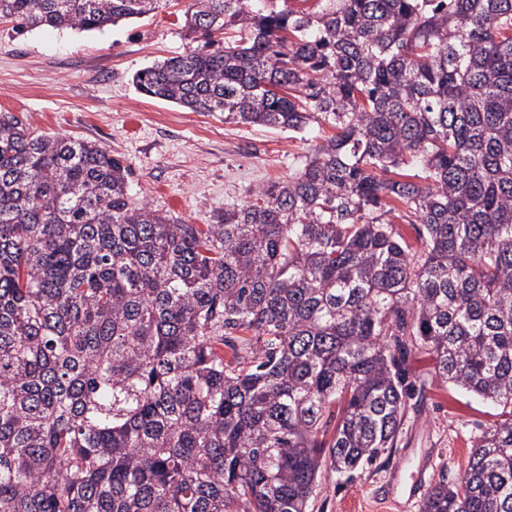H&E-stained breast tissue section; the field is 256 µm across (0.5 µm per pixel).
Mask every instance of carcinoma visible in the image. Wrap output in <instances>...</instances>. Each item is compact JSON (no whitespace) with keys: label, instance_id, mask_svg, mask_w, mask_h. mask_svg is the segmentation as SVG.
I'll list each match as a JSON object with an SVG mask.
<instances>
[{"label":"carcinoma","instance_id":"cac0c4a2","mask_svg":"<svg viewBox=\"0 0 512 512\" xmlns=\"http://www.w3.org/2000/svg\"><path fill=\"white\" fill-rule=\"evenodd\" d=\"M169 2L0 0V22L91 32ZM276 2L188 0L202 48L133 77L310 136L210 224L0 112V512H308L324 467L395 447L416 351L498 409L420 512H512V0Z\"/></svg>","mask_w":512,"mask_h":512}]
</instances>
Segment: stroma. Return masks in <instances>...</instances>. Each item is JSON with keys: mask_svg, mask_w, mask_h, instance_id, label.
Segmentation results:
<instances>
[{"mask_svg": "<svg viewBox=\"0 0 512 512\" xmlns=\"http://www.w3.org/2000/svg\"><path fill=\"white\" fill-rule=\"evenodd\" d=\"M184 0L143 20L95 32L16 31L0 23V111L46 134L97 142L132 172L134 193L188 224L210 223L250 189L286 180L311 144L277 128L224 122L138 92L134 74L194 47L182 28ZM420 411L409 412L396 448L353 479L323 471L308 512H397L390 495L456 481L473 438L492 421L482 402L438 381L427 356L412 354Z\"/></svg>", "mask_w": 512, "mask_h": 512, "instance_id": "1", "label": "stroma"}]
</instances>
